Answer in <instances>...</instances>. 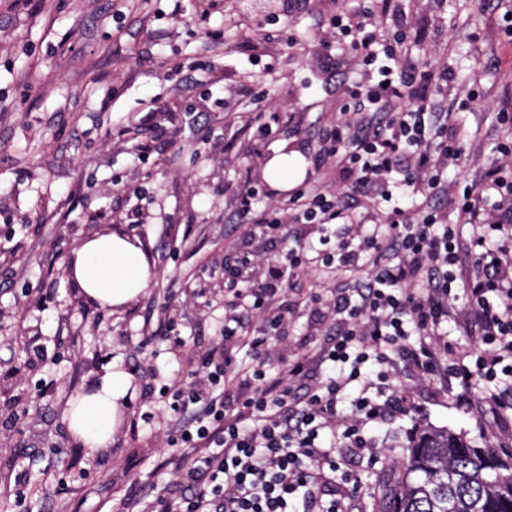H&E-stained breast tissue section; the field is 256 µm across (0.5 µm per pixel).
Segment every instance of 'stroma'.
<instances>
[{
    "label": "stroma",
    "instance_id": "obj_1",
    "mask_svg": "<svg viewBox=\"0 0 512 512\" xmlns=\"http://www.w3.org/2000/svg\"><path fill=\"white\" fill-rule=\"evenodd\" d=\"M363 0H311L265 26L253 49L234 27L247 0H0V512H112L126 494L176 498L177 449L167 444L177 413L159 389L189 387V360L211 350L224 326V261L246 235L235 192L263 187L277 150L302 163L304 182L323 179L312 165L320 129L335 114L344 84L361 69L337 45L331 69L313 51L289 52L281 36L322 27ZM411 28L424 32L410 57L448 66L455 78L436 93L452 112L465 160L449 166L455 182L478 178L468 162L496 157L502 112L512 113V0H404ZM165 11L156 20V11ZM220 29L224 42L212 44ZM238 97L236 123L224 99ZM289 129L259 151L250 128L272 114ZM148 144L141 152L140 144ZM119 232L139 242L155 276L127 308L108 311L80 299L67 272L84 238ZM331 300L335 282L296 272L288 299L295 314L281 358L334 332L311 294ZM165 317L167 338L147 339V322ZM47 352L31 359L23 343ZM133 373L135 393L105 454L90 458L61 420L67 401L108 366ZM390 384L409 391L403 415L370 424L380 456L333 454L350 481H337L353 512H372L379 481L399 469L415 426L467 435L496 447L512 419L482 406L467 410L439 382L405 368Z\"/></svg>",
    "mask_w": 512,
    "mask_h": 512
}]
</instances>
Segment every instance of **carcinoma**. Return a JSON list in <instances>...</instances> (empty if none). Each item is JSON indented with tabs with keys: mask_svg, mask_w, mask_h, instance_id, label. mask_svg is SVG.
<instances>
[{
	"mask_svg": "<svg viewBox=\"0 0 512 512\" xmlns=\"http://www.w3.org/2000/svg\"><path fill=\"white\" fill-rule=\"evenodd\" d=\"M378 512H512V453L462 434L416 427L401 471L378 485Z\"/></svg>",
	"mask_w": 512,
	"mask_h": 512,
	"instance_id": "obj_1",
	"label": "carcinoma"
}]
</instances>
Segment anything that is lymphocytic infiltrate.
Segmentation results:
<instances>
[{
	"label": "lymphocytic infiltrate",
	"mask_w": 512,
	"mask_h": 512,
	"mask_svg": "<svg viewBox=\"0 0 512 512\" xmlns=\"http://www.w3.org/2000/svg\"><path fill=\"white\" fill-rule=\"evenodd\" d=\"M408 25L398 0L380 11L339 12L320 36L317 55L332 61L336 43L349 42L364 73L349 86L334 119L321 130L316 168L338 174L350 190H377L382 227L366 230L358 201L304 186L255 210L257 190L237 194V212L249 237L287 241V225L337 224L333 250L307 255L291 250L288 266L261 265L245 252L224 263V284L237 301L224 307L220 342L199 360L195 381L171 393L173 410L188 420L169 437L182 450L175 477L185 488L177 501L160 500L158 512H288L306 491V512H350L344 499L319 493L339 469L323 437L345 442L357 455H375L362 428L406 412V399L370 394L401 360L424 378L456 383L457 400L512 411V114L500 122L510 134L499 160L478 182L460 187L456 222L433 199L447 188L450 163L462 157L451 115L433 111L432 88L452 81L448 68L406 64ZM472 235H464L465 226ZM474 263L465 275L462 255ZM262 266L261 276L249 268ZM332 271L339 278L333 310L336 333L267 375L264 357L289 313L282 296L292 269ZM465 301L459 317L456 301ZM264 315L267 332L250 333L247 313ZM459 321L477 350L446 359L448 324ZM248 347L251 363L232 353ZM485 382L475 392L477 382ZM351 402L356 417L339 424Z\"/></svg>",
	"instance_id": "1"
}]
</instances>
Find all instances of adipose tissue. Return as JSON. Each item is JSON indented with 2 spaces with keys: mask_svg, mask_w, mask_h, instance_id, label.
Masks as SVG:
<instances>
[{
  "mask_svg": "<svg viewBox=\"0 0 512 512\" xmlns=\"http://www.w3.org/2000/svg\"><path fill=\"white\" fill-rule=\"evenodd\" d=\"M68 273L84 301L105 309H120L137 300L152 280L143 250L118 232L84 239L73 252ZM133 393L132 375L111 366L87 391L68 401L62 420L87 456L111 448L122 408Z\"/></svg>",
  "mask_w": 512,
  "mask_h": 512,
  "instance_id": "ef3b65f1",
  "label": "adipose tissue"
}]
</instances>
